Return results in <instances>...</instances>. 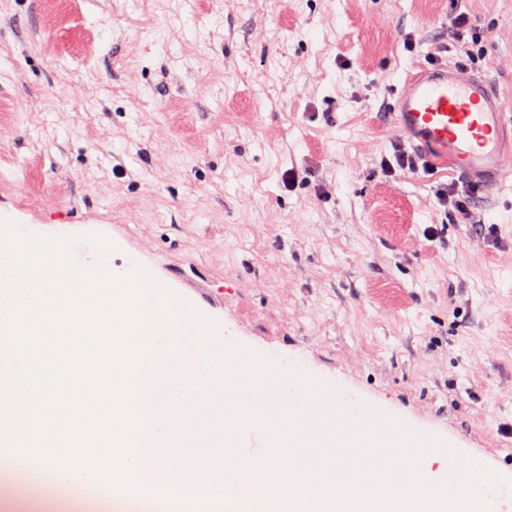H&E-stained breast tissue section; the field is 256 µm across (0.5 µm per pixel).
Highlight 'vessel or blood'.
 I'll use <instances>...</instances> for the list:
<instances>
[{
    "mask_svg": "<svg viewBox=\"0 0 512 512\" xmlns=\"http://www.w3.org/2000/svg\"><path fill=\"white\" fill-rule=\"evenodd\" d=\"M396 127L428 153L431 163L453 174L494 187L504 181L506 153L512 152V119L498 88L460 66L419 65L407 75L392 113ZM276 379L262 375L240 380L211 379L215 417L225 401L240 402L253 387L271 390Z\"/></svg>",
    "mask_w": 512,
    "mask_h": 512,
    "instance_id": "1",
    "label": "vessel or blood"
}]
</instances>
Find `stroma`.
Returning a JSON list of instances; mask_svg holds the SVG:
<instances>
[{
    "mask_svg": "<svg viewBox=\"0 0 512 512\" xmlns=\"http://www.w3.org/2000/svg\"><path fill=\"white\" fill-rule=\"evenodd\" d=\"M458 12L484 31L475 56L449 44ZM0 14V219L81 255L104 236L114 269L171 284L268 373L298 365L512 478V180L446 224L433 188L453 175L379 167L403 137V81L436 45L512 98V0H0Z\"/></svg>",
    "mask_w": 512,
    "mask_h": 512,
    "instance_id": "1",
    "label": "stroma"
}]
</instances>
